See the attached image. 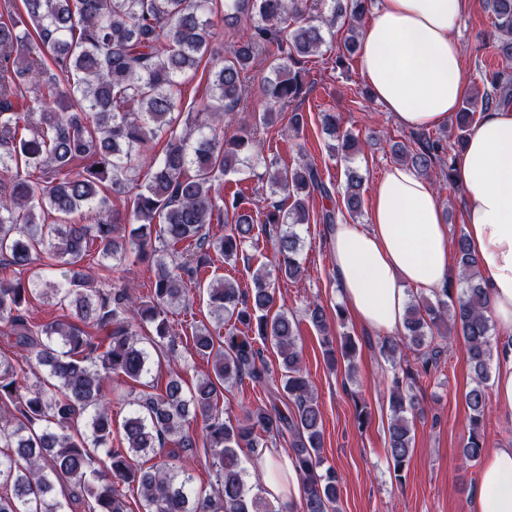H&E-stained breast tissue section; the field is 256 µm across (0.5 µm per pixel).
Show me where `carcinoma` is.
Listing matches in <instances>:
<instances>
[{"label": "carcinoma", "mask_w": 512, "mask_h": 512, "mask_svg": "<svg viewBox=\"0 0 512 512\" xmlns=\"http://www.w3.org/2000/svg\"><path fill=\"white\" fill-rule=\"evenodd\" d=\"M372 2L231 0L223 21L234 41L223 55L211 41L213 0H22L23 11L0 18V263L26 274L0 280V332L16 337L0 348V512H67L56 493L61 482L92 502L93 512H131L124 493L131 485L141 512H279L248 486L238 449L271 448L285 436L304 480L303 512H339L340 478L333 468L319 472L323 420L302 368L299 323L284 310L273 312L268 274L256 271L247 292L226 277L208 284L215 326L190 328L193 351L211 360L212 373L192 387L174 371L164 388L151 391V352L137 327H151L153 338L174 346L168 307L188 301L184 278L198 276L214 252L230 262L256 246L252 200L230 179L235 174L249 172L289 202H268L261 230L274 241L278 274H300L297 226L310 223L311 197L330 201L332 189L307 160L289 168L266 159L258 133L286 117L281 136H299L304 115L290 107L307 91L308 59L339 23L347 28L335 60L342 68L358 51V24ZM488 8L500 32L493 53L504 67L485 72L483 89L463 100L452 120L455 137L425 135L416 149L392 146L398 163L426 179L456 185V153L476 113L512 109V0H489ZM262 50L271 56L262 78L266 106L253 113L252 129L226 137L224 118L247 110L246 78ZM205 58L210 102L186 108L184 78ZM318 116L331 155L349 161L362 150L338 113ZM181 124L189 132H178ZM161 138L162 155L142 170L144 148ZM344 176L342 203L317 217L330 232L362 213L364 177L352 167ZM114 196L123 198L125 221ZM216 215L224 221L220 237L208 229ZM94 243L100 271L131 257L151 262L149 300L126 285L94 286L85 264ZM454 248L461 289L410 302L403 332L378 346L393 362L412 351L417 371L428 375L443 353L436 339H462L475 384L466 394L469 433L461 456L473 462L484 448L485 382L499 342L479 259L464 235ZM33 297L52 298L75 316L32 324L26 310ZM307 316L323 334L328 368L344 362L353 369L355 338L343 334L337 349L323 308L316 304ZM259 341L277 350L278 386L266 383ZM121 376L148 390L132 399L116 446L106 382ZM245 376L266 384L268 403L234 421L219 404L224 386ZM285 396L294 410L278 406ZM389 408L387 453L399 479L414 451L410 417L420 405L397 374ZM198 419L215 474L208 494L193 487L185 467L154 461L168 442L174 458L198 447L186 429Z\"/></svg>", "instance_id": "1"}]
</instances>
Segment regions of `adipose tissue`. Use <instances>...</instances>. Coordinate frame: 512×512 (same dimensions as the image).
Returning a JSON list of instances; mask_svg holds the SVG:
<instances>
[{"label": "adipose tissue", "instance_id": "1", "mask_svg": "<svg viewBox=\"0 0 512 512\" xmlns=\"http://www.w3.org/2000/svg\"><path fill=\"white\" fill-rule=\"evenodd\" d=\"M469 0H383L362 31L360 61L375 102L403 126L444 125L465 92L454 36ZM456 180L467 195L465 231L482 265L491 315L512 335V111L486 113L460 153ZM369 225L344 221L330 238L338 296L365 327L401 328L408 288L427 292L453 278L444 206L432 183L402 164L373 188ZM257 458L263 496L301 503L293 455L266 448ZM476 512H512V445L480 463Z\"/></svg>", "mask_w": 512, "mask_h": 512}]
</instances>
